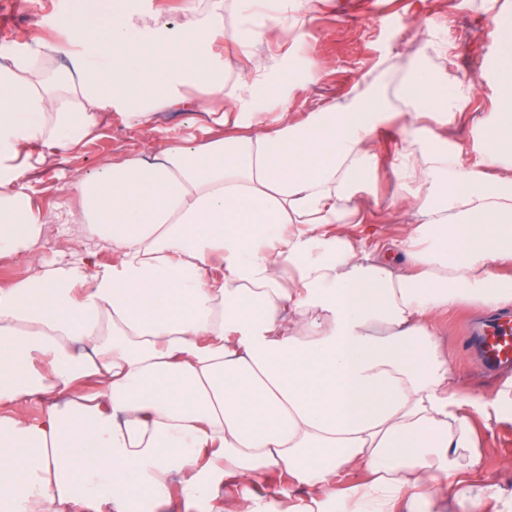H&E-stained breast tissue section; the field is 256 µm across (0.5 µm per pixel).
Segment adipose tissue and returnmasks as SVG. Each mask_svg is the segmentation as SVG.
Segmentation results:
<instances>
[{"mask_svg":"<svg viewBox=\"0 0 512 512\" xmlns=\"http://www.w3.org/2000/svg\"><path fill=\"white\" fill-rule=\"evenodd\" d=\"M237 2L230 30L224 0L203 18L186 0L170 38L161 15L109 0L111 21L72 30L81 53L36 33L32 53L0 55V259L32 267L0 288V512H225L228 478L244 512H323L350 470L369 478L344 492L349 512H401L474 462L482 397L457 395L435 316L512 306V16L476 159L424 144L392 161L389 206L414 216L394 241L360 206L376 134L399 102L450 124L471 87L421 68L397 100L371 83L267 128L252 83L204 53L229 36L265 76L271 0ZM218 102L211 139L75 178L53 212L20 183L106 112ZM269 473L287 487L254 496ZM294 486L306 505H289Z\"/></svg>","mask_w":512,"mask_h":512,"instance_id":"1","label":"adipose tissue"}]
</instances>
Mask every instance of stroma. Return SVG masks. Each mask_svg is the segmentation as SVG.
<instances>
[{"label":"stroma","mask_w":512,"mask_h":512,"mask_svg":"<svg viewBox=\"0 0 512 512\" xmlns=\"http://www.w3.org/2000/svg\"><path fill=\"white\" fill-rule=\"evenodd\" d=\"M18 0H0V45L9 53L31 50L30 34L65 40L64 19H92L93 0H28L27 9ZM363 0H316L311 11H304L300 0H293L282 13L284 24L305 18L302 37L269 36L262 53L281 71L284 83L280 99H265L261 108L268 125H276L282 110L295 120L324 104L352 96L363 82L385 78L389 90H396L421 65L438 73H452L459 80L474 84L475 91L465 101L455 121L441 126L424 120L428 136L438 137L439 147L463 150L476 155L482 126L498 109L496 84L499 30L486 25V16L512 13V0H383L401 16L398 24L375 18L362 7ZM406 116H398L383 126L373 149L381 165L375 174V196L365 205L373 223L386 225L389 235H406V219L392 218L387 203L396 190L389 164L396 152L410 147L402 131ZM211 118L202 112L173 110L157 113L150 124H142L130 112H115L102 130L74 151L60 152L46 166L34 167L30 177L31 195L36 206L52 211L60 197L69 192L76 176L97 172L104 164L148 152L159 139L197 145L210 137ZM477 311L468 305L440 315L437 340L448 360L461 395L474 392L485 397L483 405L471 413L479 434L478 461L472 468L442 476V495L421 501L416 512H448L459 482L491 487L496 497L464 512H512V415L501 411L500 392L512 390V369L487 371L465 336V327L476 319Z\"/></svg>","instance_id":"stroma-1"}]
</instances>
